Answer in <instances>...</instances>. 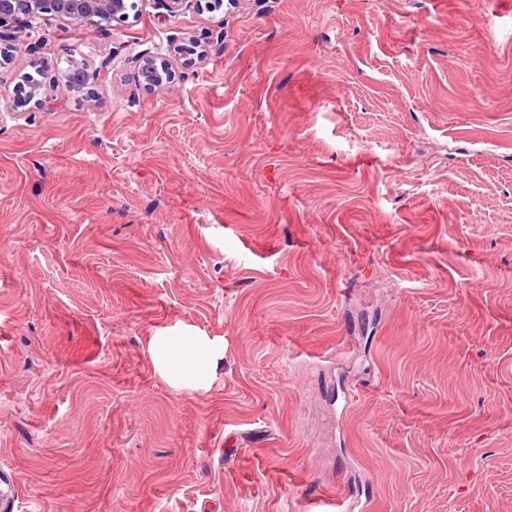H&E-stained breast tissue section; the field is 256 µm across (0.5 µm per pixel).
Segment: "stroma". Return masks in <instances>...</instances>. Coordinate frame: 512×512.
I'll use <instances>...</instances> for the list:
<instances>
[{
    "mask_svg": "<svg viewBox=\"0 0 512 512\" xmlns=\"http://www.w3.org/2000/svg\"><path fill=\"white\" fill-rule=\"evenodd\" d=\"M0 47V512H512V0ZM179 325L224 340L207 392L153 370ZM141 73L145 77V85L149 88L162 87L168 80V69L165 63L147 59L142 66Z\"/></svg>",
    "mask_w": 512,
    "mask_h": 512,
    "instance_id": "stroma-1",
    "label": "stroma"
}]
</instances>
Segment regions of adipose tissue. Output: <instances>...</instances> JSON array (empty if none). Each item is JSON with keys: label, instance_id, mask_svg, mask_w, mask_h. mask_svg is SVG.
Returning <instances> with one entry per match:
<instances>
[{"label": "adipose tissue", "instance_id": "adipose-tissue-1", "mask_svg": "<svg viewBox=\"0 0 512 512\" xmlns=\"http://www.w3.org/2000/svg\"><path fill=\"white\" fill-rule=\"evenodd\" d=\"M148 353L156 373L171 388L205 392L224 358V341L187 326L166 328L151 336Z\"/></svg>", "mask_w": 512, "mask_h": 512}]
</instances>
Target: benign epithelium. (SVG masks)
Wrapping results in <instances>:
<instances>
[{
	"label": "benign epithelium",
	"instance_id": "7a95c632",
	"mask_svg": "<svg viewBox=\"0 0 512 512\" xmlns=\"http://www.w3.org/2000/svg\"><path fill=\"white\" fill-rule=\"evenodd\" d=\"M131 0H0V28L22 16L52 15L80 24L94 18L110 22L123 20L130 15ZM145 85L161 87L167 83L166 64L148 59L142 66Z\"/></svg>",
	"mask_w": 512,
	"mask_h": 512
}]
</instances>
